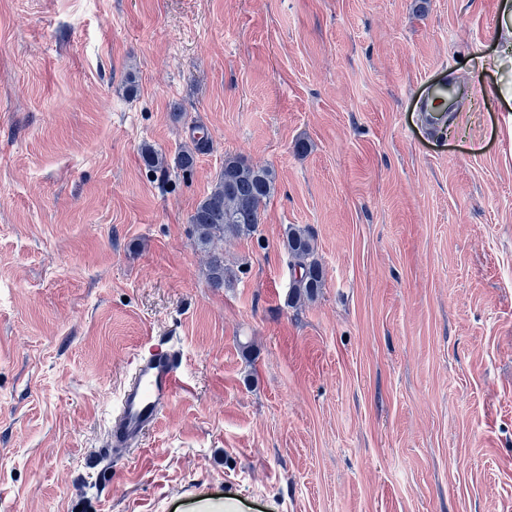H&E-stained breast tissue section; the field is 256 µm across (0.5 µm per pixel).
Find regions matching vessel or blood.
<instances>
[{
	"instance_id": "obj_1",
	"label": "vessel or blood",
	"mask_w": 512,
	"mask_h": 512,
	"mask_svg": "<svg viewBox=\"0 0 512 512\" xmlns=\"http://www.w3.org/2000/svg\"><path fill=\"white\" fill-rule=\"evenodd\" d=\"M131 365L99 451L100 459L108 463L138 447L163 411L186 389L182 356L164 337H148Z\"/></svg>"
}]
</instances>
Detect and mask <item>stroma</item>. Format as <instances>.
I'll return each mask as SVG.
<instances>
[{"label":"stroma","instance_id":"stroma-1","mask_svg":"<svg viewBox=\"0 0 512 512\" xmlns=\"http://www.w3.org/2000/svg\"><path fill=\"white\" fill-rule=\"evenodd\" d=\"M502 2L0 0V512H512ZM228 156L276 188L216 288L190 219ZM149 336L190 389L107 482ZM284 246L288 253L297 259L296 278L292 282L291 297L311 298L323 286V269L315 258L313 237L308 230L289 227Z\"/></svg>","mask_w":512,"mask_h":512}]
</instances>
